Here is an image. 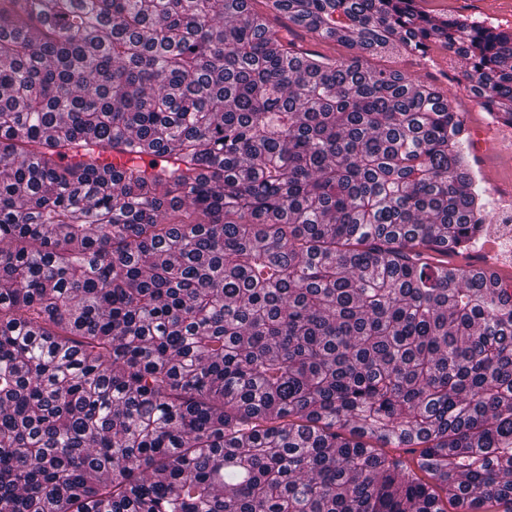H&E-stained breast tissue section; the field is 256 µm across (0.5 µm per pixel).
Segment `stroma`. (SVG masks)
Listing matches in <instances>:
<instances>
[{
    "instance_id": "obj_1",
    "label": "stroma",
    "mask_w": 512,
    "mask_h": 512,
    "mask_svg": "<svg viewBox=\"0 0 512 512\" xmlns=\"http://www.w3.org/2000/svg\"><path fill=\"white\" fill-rule=\"evenodd\" d=\"M419 4L433 16L470 14L493 25L512 28V0H419ZM368 63L375 69L405 72L414 79L449 91L459 116L468 117L473 124L481 126V137L471 142L470 160L486 191L489 228L468 254L449 256L448 261L459 266L479 265L482 250L488 245L501 263L512 266V240H501L499 230L502 217L512 218V199L499 196L500 190L512 187V151L500 146L499 140L512 135V130L486 123L485 113L464 77L465 61L449 59L446 50L435 46L423 59L383 55L369 58Z\"/></svg>"
}]
</instances>
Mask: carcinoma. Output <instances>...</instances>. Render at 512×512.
Returning <instances> with one entry per match:
<instances>
[{"instance_id":"carcinoma-1","label":"carcinoma","mask_w":512,"mask_h":512,"mask_svg":"<svg viewBox=\"0 0 512 512\" xmlns=\"http://www.w3.org/2000/svg\"><path fill=\"white\" fill-rule=\"evenodd\" d=\"M251 2L0 0V512H512L469 137L367 63L440 45L512 127V29ZM291 27L295 35V41L301 44L305 50L335 57L336 59H347L356 52L355 48L346 43L319 40L305 29L292 25Z\"/></svg>"}]
</instances>
